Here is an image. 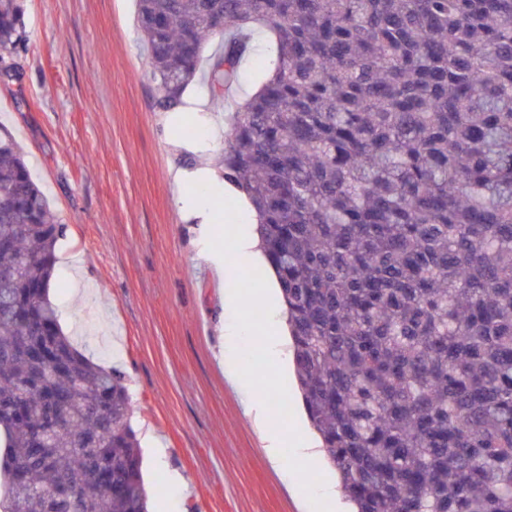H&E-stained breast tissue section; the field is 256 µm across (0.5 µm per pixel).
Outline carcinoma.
Returning a JSON list of instances; mask_svg holds the SVG:
<instances>
[{
    "label": "carcinoma",
    "mask_w": 512,
    "mask_h": 512,
    "mask_svg": "<svg viewBox=\"0 0 512 512\" xmlns=\"http://www.w3.org/2000/svg\"><path fill=\"white\" fill-rule=\"evenodd\" d=\"M137 23L161 111L198 79L231 103L223 176L353 512H512V0H137ZM257 28L274 59L243 95ZM64 233L0 130L7 512H149L125 378L49 299Z\"/></svg>",
    "instance_id": "obj_1"
}]
</instances>
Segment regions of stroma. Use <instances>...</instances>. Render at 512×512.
<instances>
[{"label": "stroma", "instance_id": "obj_1", "mask_svg": "<svg viewBox=\"0 0 512 512\" xmlns=\"http://www.w3.org/2000/svg\"><path fill=\"white\" fill-rule=\"evenodd\" d=\"M23 42L0 61V127L23 147L34 179L67 230L50 297L60 326L93 362L123 372L141 446L165 451L144 470L154 512H348L344 496L321 501L314 487L337 483L328 459L302 470L273 465L246 412L263 396L273 425L306 424L301 404L279 413L266 352L267 327L283 310L228 311L222 291L260 288L252 266L220 275L212 247L232 249L250 231L251 206L217 178L199 196L238 223L201 224L179 200L176 176L224 154L227 110L205 84L185 97L197 112H162L136 24L135 0H24ZM75 282L78 295L67 284ZM247 323L226 339L227 325Z\"/></svg>", "mask_w": 512, "mask_h": 512}]
</instances>
